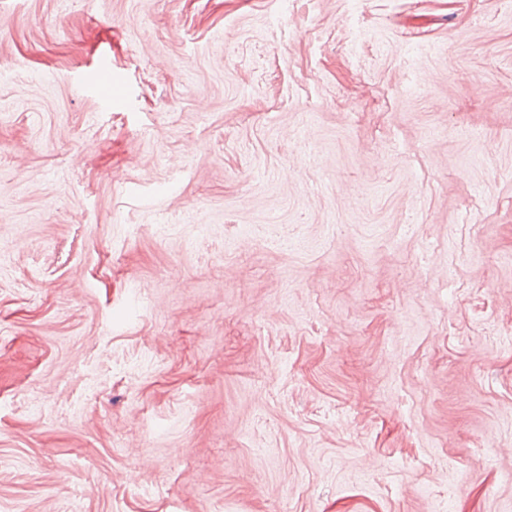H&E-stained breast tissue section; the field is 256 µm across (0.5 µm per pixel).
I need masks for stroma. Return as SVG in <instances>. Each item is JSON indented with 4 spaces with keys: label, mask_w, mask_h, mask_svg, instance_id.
Returning a JSON list of instances; mask_svg holds the SVG:
<instances>
[{
    "label": "stroma",
    "mask_w": 512,
    "mask_h": 512,
    "mask_svg": "<svg viewBox=\"0 0 512 512\" xmlns=\"http://www.w3.org/2000/svg\"><path fill=\"white\" fill-rule=\"evenodd\" d=\"M0 512H512V0H0ZM118 81V75L112 70V61L99 60L87 83L102 98L104 105L112 104V85Z\"/></svg>",
    "instance_id": "1"
}]
</instances>
